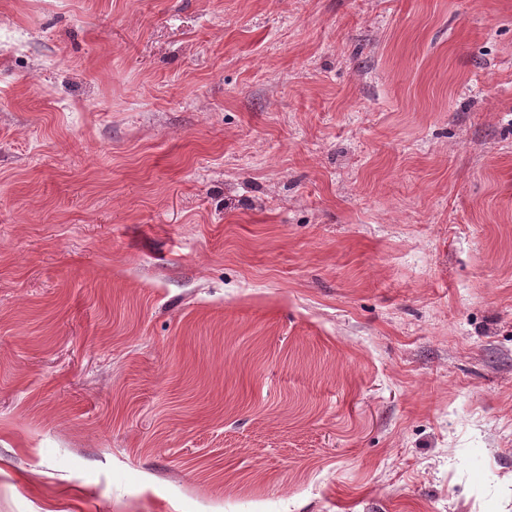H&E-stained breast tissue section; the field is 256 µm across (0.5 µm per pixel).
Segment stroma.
Returning a JSON list of instances; mask_svg holds the SVG:
<instances>
[{
    "label": "stroma",
    "mask_w": 512,
    "mask_h": 512,
    "mask_svg": "<svg viewBox=\"0 0 512 512\" xmlns=\"http://www.w3.org/2000/svg\"><path fill=\"white\" fill-rule=\"evenodd\" d=\"M0 512H512V0H0Z\"/></svg>",
    "instance_id": "35a3bbf8"
}]
</instances>
